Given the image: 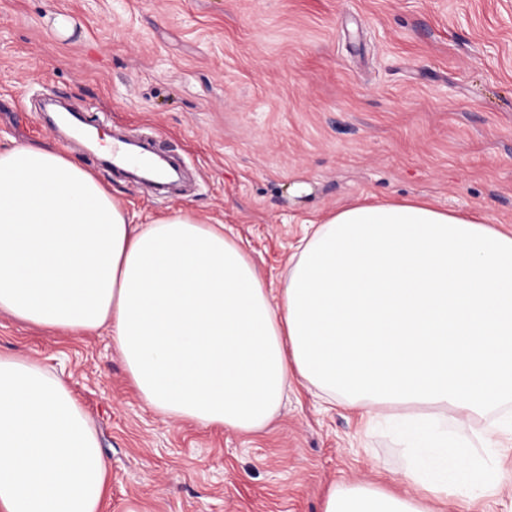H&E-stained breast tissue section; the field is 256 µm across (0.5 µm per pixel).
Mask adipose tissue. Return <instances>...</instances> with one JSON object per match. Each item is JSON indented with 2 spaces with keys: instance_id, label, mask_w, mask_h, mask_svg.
Segmentation results:
<instances>
[{
  "instance_id": "ef3b65f1",
  "label": "adipose tissue",
  "mask_w": 512,
  "mask_h": 512,
  "mask_svg": "<svg viewBox=\"0 0 512 512\" xmlns=\"http://www.w3.org/2000/svg\"><path fill=\"white\" fill-rule=\"evenodd\" d=\"M280 288L224 225L136 223L54 146L0 151V310L54 333L108 329L145 404L263 428L290 380L386 416L405 494L334 486L323 512H433L497 496L477 458L512 443V230L426 200L347 202L311 222ZM108 464L66 382L0 356V512H100Z\"/></svg>"
}]
</instances>
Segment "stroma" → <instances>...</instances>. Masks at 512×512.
Returning <instances> with one entry per match:
<instances>
[{"instance_id":"stroma-1","label":"stroma","mask_w":512,"mask_h":512,"mask_svg":"<svg viewBox=\"0 0 512 512\" xmlns=\"http://www.w3.org/2000/svg\"><path fill=\"white\" fill-rule=\"evenodd\" d=\"M55 92L101 132L153 136L165 196L53 125ZM63 147L147 224H223L280 287L349 199H426L512 228V0H0V148ZM0 354L64 376L108 461L100 512H322L337 484L402 493L398 435L294 380L242 433L140 399L107 330L49 334L0 312Z\"/></svg>"}]
</instances>
